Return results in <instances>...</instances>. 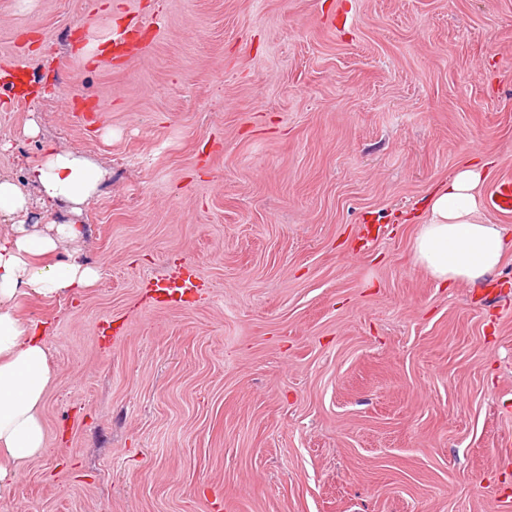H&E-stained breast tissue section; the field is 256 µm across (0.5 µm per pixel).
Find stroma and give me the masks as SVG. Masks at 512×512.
Instances as JSON below:
<instances>
[{
  "label": "stroma",
  "instance_id": "obj_1",
  "mask_svg": "<svg viewBox=\"0 0 512 512\" xmlns=\"http://www.w3.org/2000/svg\"><path fill=\"white\" fill-rule=\"evenodd\" d=\"M145 22L134 56L88 53ZM2 58L38 87L0 85V175L50 145L104 169L81 248L106 274L19 302L55 381L0 512L512 503V251L478 291L412 253L458 166L512 173V0H0ZM178 267L204 288L154 305Z\"/></svg>",
  "mask_w": 512,
  "mask_h": 512
}]
</instances>
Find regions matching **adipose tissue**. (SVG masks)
<instances>
[{
	"label": "adipose tissue",
	"instance_id": "ef3b65f1",
	"mask_svg": "<svg viewBox=\"0 0 512 512\" xmlns=\"http://www.w3.org/2000/svg\"><path fill=\"white\" fill-rule=\"evenodd\" d=\"M486 166L462 164L428 197L413 241L414 261L433 280L478 289L498 275L512 250L501 225L482 213ZM102 170L76 149L47 147L24 181L0 177V501L13 495L20 467L43 455L41 409L55 374L46 326L22 318L23 296H75L101 278L74 244L86 235L84 209L98 191ZM70 215L65 224H31L32 194Z\"/></svg>",
	"mask_w": 512,
	"mask_h": 512
}]
</instances>
